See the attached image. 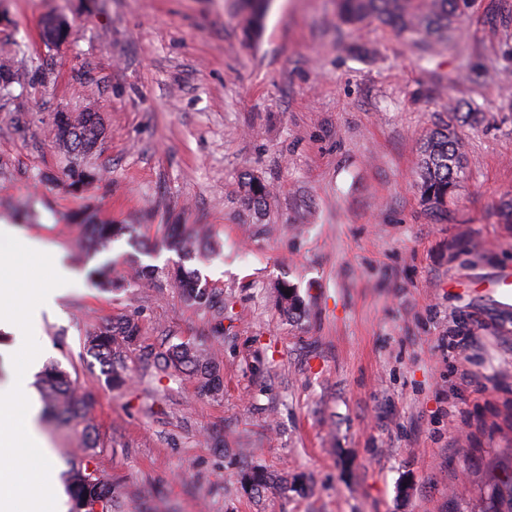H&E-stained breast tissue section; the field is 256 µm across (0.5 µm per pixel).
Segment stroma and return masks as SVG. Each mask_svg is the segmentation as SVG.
Wrapping results in <instances>:
<instances>
[{
    "instance_id": "stroma-1",
    "label": "stroma",
    "mask_w": 512,
    "mask_h": 512,
    "mask_svg": "<svg viewBox=\"0 0 512 512\" xmlns=\"http://www.w3.org/2000/svg\"><path fill=\"white\" fill-rule=\"evenodd\" d=\"M0 66V224L20 208L27 236L62 250L75 274L39 346L96 395V462L118 512H476L512 476V304L488 283L512 269V0H470L449 43L379 24L338 25L333 0H271L245 40L240 0H6ZM73 25L59 50L43 18ZM464 182L437 222L417 187L422 141L449 104ZM98 112L102 179L62 181L56 112ZM271 197L249 212L241 178ZM87 210L134 224L86 255ZM170 224L209 230L218 255L185 262ZM107 265L110 292L86 279ZM184 265L213 287L210 307L135 265ZM294 285L301 317L276 307ZM132 315L141 345L128 380L106 386L86 331ZM216 351L223 392L202 396L154 367L168 344ZM54 488L83 443L44 428ZM261 469L262 492L245 481Z\"/></svg>"
}]
</instances>
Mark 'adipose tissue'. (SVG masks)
<instances>
[{
    "mask_svg": "<svg viewBox=\"0 0 512 512\" xmlns=\"http://www.w3.org/2000/svg\"><path fill=\"white\" fill-rule=\"evenodd\" d=\"M0 241L18 246L0 253V334L19 341L40 329L44 315L58 311L74 274L61 251L49 250L11 225H0ZM0 364L7 371L6 394L0 397V512H61V502L35 477L48 469L51 455L31 386L39 355L33 352L21 361L13 349L0 346ZM21 470L34 474L22 495L14 482Z\"/></svg>",
    "mask_w": 512,
    "mask_h": 512,
    "instance_id": "ef3b65f1",
    "label": "adipose tissue"
}]
</instances>
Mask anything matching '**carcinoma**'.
Wrapping results in <instances>:
<instances>
[{"mask_svg": "<svg viewBox=\"0 0 512 512\" xmlns=\"http://www.w3.org/2000/svg\"><path fill=\"white\" fill-rule=\"evenodd\" d=\"M463 0H336L339 21L350 27L378 23L394 25L403 31L417 32L424 39L442 44L448 32L457 29L464 13ZM268 0H241V25L247 39L258 37L262 29ZM448 123L431 132L420 147L418 159L419 189L428 210L444 221L450 211L448 202L461 186L467 169L464 145L457 129L476 122L478 112L470 105L448 108ZM55 137L60 149L69 158L65 176L69 186L76 187L95 178L88 159L96 154L102 140V125L96 112H59L55 116ZM243 202L255 212L267 206L270 192L266 185L253 176L242 181ZM79 224L88 235V248H104L114 239L133 235V224H100L94 216L83 214ZM168 245L184 258L207 256L201 248L193 228L187 224L169 225ZM201 279L178 268L170 273V285L178 289L185 301L205 306L211 301V291L200 286ZM276 304L285 314L292 316L302 307V300L290 284L277 283ZM139 323L133 316H122L105 326L89 332L83 341L85 352L101 366L108 387L124 382L122 354L137 344ZM155 368L163 373L174 370L187 374L199 392L215 396L221 390L219 364L205 350L181 342L168 346L155 354ZM43 398L50 408L48 423L66 425L79 430L84 441L81 453L75 456L66 474L71 496L70 512H115L117 500L112 481L99 470L97 449L100 435L91 418L95 405L92 392L77 387L70 373L58 361L47 364L39 376ZM482 512H512V480L492 487L491 495Z\"/></svg>", "mask_w": 512, "mask_h": 512, "instance_id": "cac0c4a2", "label": "carcinoma"}]
</instances>
